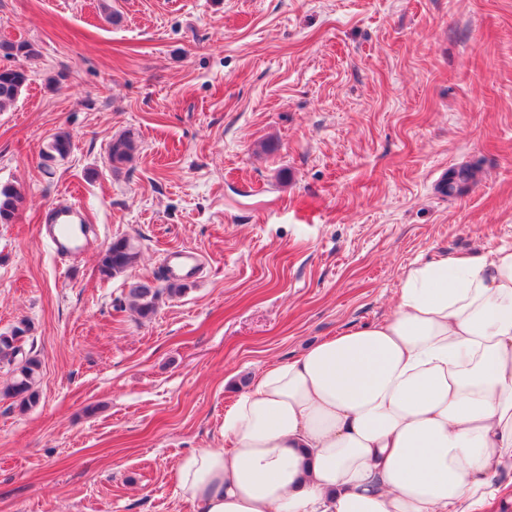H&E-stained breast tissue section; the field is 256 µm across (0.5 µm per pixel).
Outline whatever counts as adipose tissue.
Masks as SVG:
<instances>
[{
  "instance_id": "1",
  "label": "adipose tissue",
  "mask_w": 512,
  "mask_h": 512,
  "mask_svg": "<svg viewBox=\"0 0 512 512\" xmlns=\"http://www.w3.org/2000/svg\"><path fill=\"white\" fill-rule=\"evenodd\" d=\"M176 468L203 512H485L512 483V248L409 267L384 319L272 363Z\"/></svg>"
}]
</instances>
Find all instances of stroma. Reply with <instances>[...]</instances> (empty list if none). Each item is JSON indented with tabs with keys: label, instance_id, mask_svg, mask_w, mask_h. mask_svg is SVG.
I'll use <instances>...</instances> for the list:
<instances>
[{
	"label": "stroma",
	"instance_id": "35a3bbf8",
	"mask_svg": "<svg viewBox=\"0 0 512 512\" xmlns=\"http://www.w3.org/2000/svg\"><path fill=\"white\" fill-rule=\"evenodd\" d=\"M1 40L39 54L0 112V333L28 321L42 374L30 411L0 398V512H202L177 462L254 373L385 318L411 265L512 246V0H0ZM67 202L96 241L63 263L39 225ZM178 247L199 279L139 319L128 283ZM138 145L136 141L128 135H120L112 140L109 146V161L113 170H119L122 166L130 163L136 152ZM476 169L466 165L454 168L446 174V190L448 196L464 193L476 181ZM22 199L21 191L17 187L0 184V224L10 223ZM139 257V249L133 240L119 237L104 251L99 264L100 273L108 278L123 274L137 263Z\"/></svg>",
	"mask_w": 512,
	"mask_h": 512
}]
</instances>
